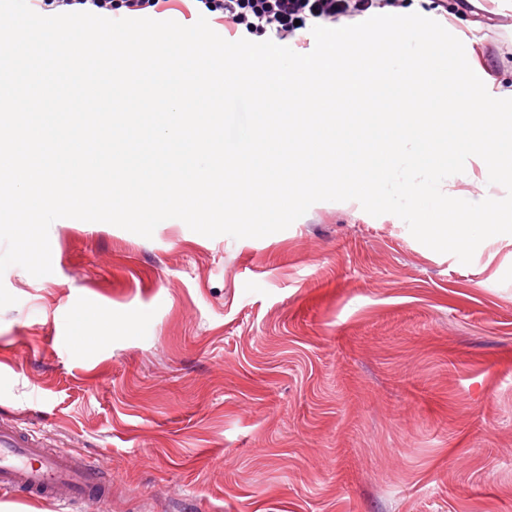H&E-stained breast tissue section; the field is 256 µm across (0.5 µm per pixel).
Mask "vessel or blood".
<instances>
[{
    "label": "vessel or blood",
    "instance_id": "obj_1",
    "mask_svg": "<svg viewBox=\"0 0 512 512\" xmlns=\"http://www.w3.org/2000/svg\"><path fill=\"white\" fill-rule=\"evenodd\" d=\"M0 493L48 500L60 512H81L83 506L111 498L112 481L100 460L0 417Z\"/></svg>",
    "mask_w": 512,
    "mask_h": 512
}]
</instances>
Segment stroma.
Segmentation results:
<instances>
[{
	"label": "stroma",
	"instance_id": "stroma-1",
	"mask_svg": "<svg viewBox=\"0 0 512 512\" xmlns=\"http://www.w3.org/2000/svg\"><path fill=\"white\" fill-rule=\"evenodd\" d=\"M457 2L424 15L511 86L512 0ZM49 239L51 274L0 276V416L103 462L87 512H512V236L464 264L349 200L263 238Z\"/></svg>",
	"mask_w": 512,
	"mask_h": 512
}]
</instances>
